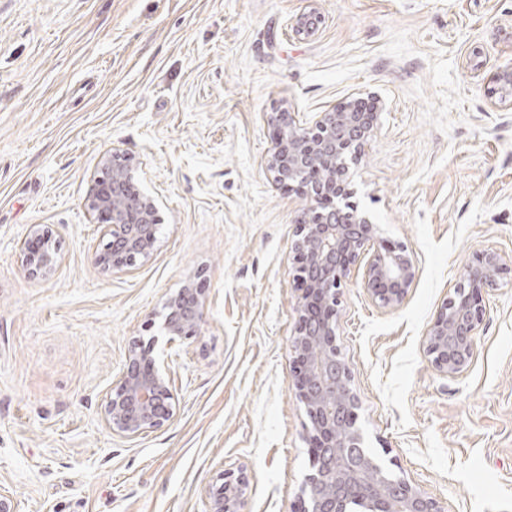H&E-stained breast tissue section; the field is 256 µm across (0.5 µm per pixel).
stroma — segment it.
<instances>
[{
	"label": "stroma",
	"instance_id": "obj_1",
	"mask_svg": "<svg viewBox=\"0 0 512 512\" xmlns=\"http://www.w3.org/2000/svg\"><path fill=\"white\" fill-rule=\"evenodd\" d=\"M510 65L512 0H0V489L16 512H206L226 469L248 479L247 512H298L308 418L287 344L306 201L264 170L268 118L354 94L383 104L354 200L417 266L396 308L342 290L366 444L447 512H512V279L485 295L462 377L424 344L478 251L512 258V104L490 94ZM115 151L160 220L128 270L93 262L87 201ZM35 226L59 243L45 275L19 257ZM189 279L206 314L167 349L175 416L112 434L102 400Z\"/></svg>",
	"mask_w": 512,
	"mask_h": 512
}]
</instances>
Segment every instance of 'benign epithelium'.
Listing matches in <instances>:
<instances>
[{
	"label": "benign epithelium",
	"mask_w": 512,
	"mask_h": 512,
	"mask_svg": "<svg viewBox=\"0 0 512 512\" xmlns=\"http://www.w3.org/2000/svg\"><path fill=\"white\" fill-rule=\"evenodd\" d=\"M495 80L500 100L512 99V67ZM374 110L358 111L359 99L317 112L308 121L297 112H274L273 151L266 170L278 185L288 184L309 199L296 225L292 250L299 295L297 321L288 341L292 359L289 386L304 405L309 419L306 440L319 464L300 488V512H445L440 502L420 486L388 475L365 450L357 427L360 399L353 372L337 344V314L341 289L354 271L356 285L382 307L402 304L416 278V264L407 247L379 238V227L350 204L349 165L364 152L377 124L380 100ZM133 159L114 152L104 159L89 210L104 222V250L96 264L122 269L151 254L156 244L157 207L154 200L132 189ZM21 241L19 252L33 271H48L57 263L49 252V237ZM512 272L492 248L479 251L455 286L454 295L437 311L425 335L432 365L443 376L458 378L468 369L476 336L484 321L483 294L496 290ZM204 291L193 282L165 302L168 342L197 334L205 315ZM102 419L113 433L132 440L163 427L175 414L171 370L153 348L129 351L126 367L105 395ZM249 483L241 472L224 470L208 490L209 512H244Z\"/></svg>",
	"instance_id": "7a95c632"
}]
</instances>
